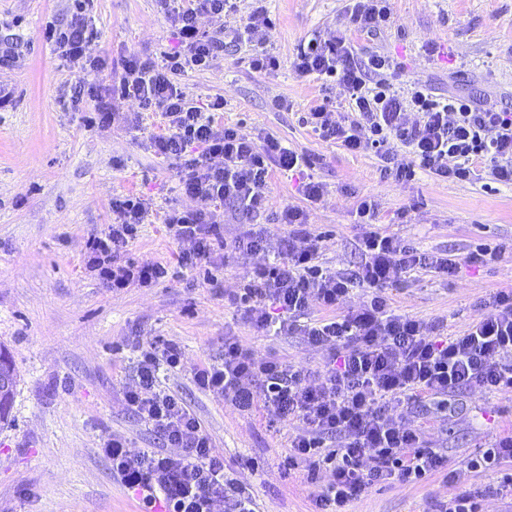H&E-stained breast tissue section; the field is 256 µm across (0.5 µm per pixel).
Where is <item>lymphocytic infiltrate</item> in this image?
I'll list each match as a JSON object with an SVG mask.
<instances>
[{"label":"lymphocytic infiltrate","mask_w":512,"mask_h":512,"mask_svg":"<svg viewBox=\"0 0 512 512\" xmlns=\"http://www.w3.org/2000/svg\"><path fill=\"white\" fill-rule=\"evenodd\" d=\"M159 3L183 50L163 54L157 63L126 60L106 92L94 97L97 127L110 128L124 100L160 113L164 128L150 135V143L159 158L183 160L184 190L197 202L193 209L168 210L162 222L179 246L178 267L203 271L205 281H213L215 271L224 266L225 204L288 225L275 261L247 273L240 292L229 301L242 308L255 328L300 332L308 344L328 353L323 369L311 372L258 357L237 337L228 336L222 362L197 368L193 382L237 410L260 404L299 421L285 465L302 472L315 488V512H349L353 500L374 485L419 483L442 472L447 456L428 448L419 429L403 427L391 406L463 388L511 391L512 289L494 293L489 312L459 336H434L423 321L394 313L383 290L403 273L429 268L452 276L458 264L382 230L378 207L369 198L355 212L362 263L350 274L324 267L322 239L306 229V213L295 207L272 213L265 193L272 169L295 171L303 176L299 191L304 199L320 202L324 185L302 173L309 160L274 136L241 133L225 123L223 99L200 105L177 83L187 70L207 66L217 48L215 36L198 27V15L233 13L236 0ZM267 24L259 8L226 36L237 44H257L251 66L271 72L278 61L261 49ZM90 37L81 14L66 30L46 33L47 42L73 60L83 58ZM293 67L302 77L334 79L348 95L349 112H340L326 99L310 109L305 123L323 141L340 143L348 151L373 150L383 176L404 183L426 171L452 181L512 185L511 108L486 109L470 99L439 98L419 82L396 91L386 77L392 60L375 54L366 63H356L353 41L343 33L303 41ZM396 142L407 150L409 162L396 163ZM152 214L148 199L129 195L113 201L111 224L86 244L84 271L115 292L164 282L168 265L126 257ZM357 284L371 289L370 299L359 309L340 312ZM315 307L326 310V317L308 319ZM137 352L136 385L124 400L167 450L134 455L124 441L104 440L102 451L122 486L138 497L145 512H257L255 497L226 472L223 454L196 414L159 385L161 366H180V346L158 340L138 344ZM467 467L499 473L501 489L512 491V432L496 436Z\"/></svg>","instance_id":"f902f5d3"}]
</instances>
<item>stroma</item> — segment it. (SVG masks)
<instances>
[{"instance_id": "1", "label": "stroma", "mask_w": 512, "mask_h": 512, "mask_svg": "<svg viewBox=\"0 0 512 512\" xmlns=\"http://www.w3.org/2000/svg\"><path fill=\"white\" fill-rule=\"evenodd\" d=\"M270 20L264 47L280 62L272 74L251 68L253 47L220 49L209 67L180 79L199 101L224 99V121L247 135L271 134L306 155L310 172L327 193L316 204L297 192V180L273 173L265 189L273 210L295 206L322 235V260L348 273L361 260L352 212L360 198L379 204L383 229L406 243L461 261L456 276L417 268L385 290L391 309L433 326L444 336L462 334L489 310L491 296L512 289V187L455 182L420 174L407 184L383 177L376 156L352 153L319 139L302 122L312 106L347 101L339 86L298 77L292 67L299 44L350 25L351 0H240L230 15L199 16L201 29L218 34L245 25L256 7ZM390 25L373 38H356L357 58L388 54L399 67L396 90L428 84L435 96L475 97L496 109L512 105V0H389ZM75 0H0V43H10L16 64L0 68V347L13 359L16 393L9 424H0V512H140L112 472L99 446L125 439L131 453L162 447L151 426L125 405L135 385L139 342L171 340L183 351L180 368L162 384L200 418L224 466L256 496L258 512H313V487L286 475L281 462L296 421L264 409L241 412L201 391L195 369L220 360L224 339L238 337L260 356L305 370L322 369L327 353L299 334L273 335L245 322L225 303L244 275L273 252L227 251L217 283L174 266L177 242L162 214L189 209L183 162L156 156L148 132L158 116L145 113L142 128L121 123L100 131L87 126L94 102L80 86L105 88L129 56L160 60L178 47L158 0H89L94 29L88 58L94 71L62 57L43 36L46 25L64 27ZM137 193L154 217L142 225L129 256L170 264L168 279L153 288L112 293L81 272L87 239L112 221V202ZM406 222H396L400 211ZM501 247L498 260L466 264L478 245ZM403 424L421 430L428 446L447 455L461 474L439 473L418 484H379L363 492L351 512H431L436 501L468 490L484 512H512V495L499 492L491 472H467L468 461L496 436L512 431V391L463 389L439 412L422 398L398 406Z\"/></svg>"}]
</instances>
